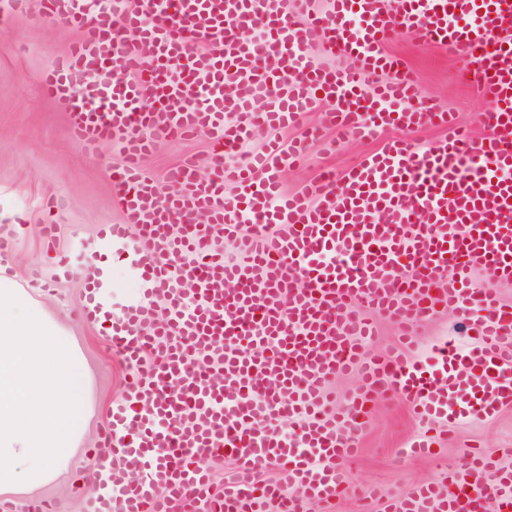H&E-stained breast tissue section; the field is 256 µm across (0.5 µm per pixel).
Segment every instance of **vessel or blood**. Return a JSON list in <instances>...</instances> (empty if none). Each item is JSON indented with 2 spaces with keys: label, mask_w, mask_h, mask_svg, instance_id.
<instances>
[{
  "label": "vessel or blood",
  "mask_w": 512,
  "mask_h": 512,
  "mask_svg": "<svg viewBox=\"0 0 512 512\" xmlns=\"http://www.w3.org/2000/svg\"><path fill=\"white\" fill-rule=\"evenodd\" d=\"M41 8L81 31L39 87L64 105L85 151L120 143L112 192L121 221L102 225L99 239L139 276L117 311L100 275L87 279L84 316L130 376L107 413L92 467L100 492L85 512H309L344 492L338 463L356 456L366 408L385 394L432 424L512 405V306L494 289L512 281V0H329L303 18L283 0ZM257 28L262 38L251 37ZM400 28L474 58L462 77L487 104L482 137L453 130L436 106H413L415 77L385 50ZM316 39L349 66L317 67L306 51ZM111 58L121 76L106 75ZM145 98L160 108H142ZM315 106L322 126L353 136L450 133L424 151L391 141L295 194L279 172L301 160L302 142L226 164L253 127L298 125ZM198 133L214 143L209 175L183 162L168 174L175 191L158 196L142 158L159 139ZM475 271L491 287H474ZM367 309L396 323L410 347L413 327L450 309L478 344L462 352L442 342L425 363L373 355ZM352 371L362 386L335 407L330 382ZM222 454L235 475L218 490L199 462ZM271 466L279 479L263 480ZM489 501L512 512V471L469 448L443 480L381 512H484Z\"/></svg>",
  "instance_id": "1"
}]
</instances>
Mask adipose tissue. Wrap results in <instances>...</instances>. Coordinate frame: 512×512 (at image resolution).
Listing matches in <instances>:
<instances>
[{
  "label": "adipose tissue",
  "instance_id": "adipose-tissue-1",
  "mask_svg": "<svg viewBox=\"0 0 512 512\" xmlns=\"http://www.w3.org/2000/svg\"><path fill=\"white\" fill-rule=\"evenodd\" d=\"M0 264V495L54 481L83 444L88 373L78 344Z\"/></svg>",
  "mask_w": 512,
  "mask_h": 512
}]
</instances>
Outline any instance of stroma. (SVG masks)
I'll use <instances>...</instances> for the list:
<instances>
[{
    "mask_svg": "<svg viewBox=\"0 0 512 512\" xmlns=\"http://www.w3.org/2000/svg\"><path fill=\"white\" fill-rule=\"evenodd\" d=\"M77 37L72 27L42 21L39 0H30L27 13L12 17L8 32L0 34V225H23L11 251L14 278L65 322L83 351L89 373L90 429L85 452L38 494L39 499L56 503L57 512H84V501L93 494L80 484L86 473V453L95 448L107 410L122 396L130 374L98 327L79 314L78 307L85 301L84 284L65 270L70 260L82 259L97 242L100 225L121 221L111 181L121 166L118 146L104 143L94 154L83 152L69 136L67 112L39 91L41 72L66 54ZM387 48L414 72L422 98L453 113L474 134H483L476 116L484 105L457 79L467 59H448L440 48L418 45L404 31L395 33ZM447 134L444 127L396 129L356 141L327 130L322 139L309 142L305 162L284 168L283 185L287 191H297L322 172H342L399 137L425 149ZM211 156L207 137L175 139L163 142L143 166L157 188L168 193L174 189L167 178L173 166L191 158L204 173ZM416 335L422 356L430 355L432 347L443 341L462 351L475 343L473 333L445 312L419 326ZM424 429L405 398L377 400L367 416L356 460L344 464L358 491L375 488L386 499L406 496L414 485L442 479L443 465L459 462L469 445L497 454L500 467L512 470V407L490 418L442 426L428 454H409L411 443Z\"/></svg>",
    "mask_w": 512,
    "mask_h": 512,
    "instance_id": "1",
    "label": "stroma"
}]
</instances>
